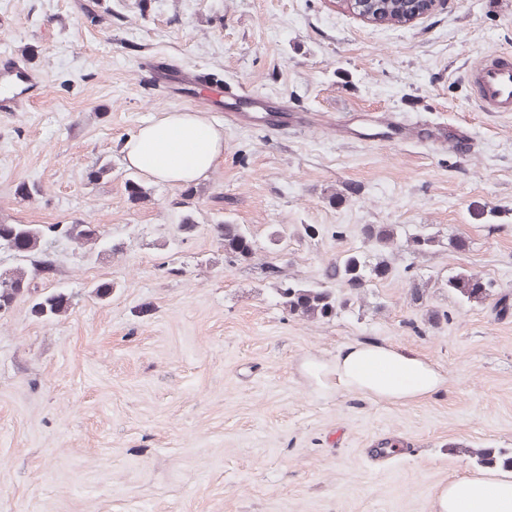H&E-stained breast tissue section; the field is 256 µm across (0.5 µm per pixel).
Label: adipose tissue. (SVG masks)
<instances>
[{
  "label": "adipose tissue",
  "mask_w": 512,
  "mask_h": 512,
  "mask_svg": "<svg viewBox=\"0 0 512 512\" xmlns=\"http://www.w3.org/2000/svg\"><path fill=\"white\" fill-rule=\"evenodd\" d=\"M129 168L177 187L207 179L224 155V130L202 113L173 111L141 126L123 144ZM316 387L357 392L405 404L428 397L445 383L420 355L380 344L349 345L329 362L305 365ZM433 512H512V470H490L449 481L436 491Z\"/></svg>",
  "instance_id": "adipose-tissue-1"
}]
</instances>
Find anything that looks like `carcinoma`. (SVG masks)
<instances>
[{
    "label": "carcinoma",
    "instance_id": "cac0c4a2",
    "mask_svg": "<svg viewBox=\"0 0 512 512\" xmlns=\"http://www.w3.org/2000/svg\"><path fill=\"white\" fill-rule=\"evenodd\" d=\"M353 12L368 9L387 25L402 23L407 12L404 0H355ZM213 232L224 249V262L238 264L253 258V235L241 224L222 220L213 225ZM364 242L386 251L405 248L422 253L435 244V237L411 233L396 224H366L362 228ZM50 238L68 239L78 245L100 246L104 234L97 224L74 221L70 224H6L0 222V251H15L30 262L31 268L16 266L0 274V313L9 311L21 298L32 299V312L39 318L51 320L67 311L70 298L62 292L36 293L32 287V271L51 265L52 260L43 250ZM390 273L380 260L374 264L366 260L363 252L349 251L329 261L318 285L281 281L277 288L288 312L306 320L320 321L336 315L346 307L351 296L369 287L373 280H382ZM491 284L474 273L460 272L448 279L450 289L459 299L479 302L489 296ZM476 464L487 469H512V452L486 449L476 454Z\"/></svg>",
    "mask_w": 512,
    "mask_h": 512
}]
</instances>
